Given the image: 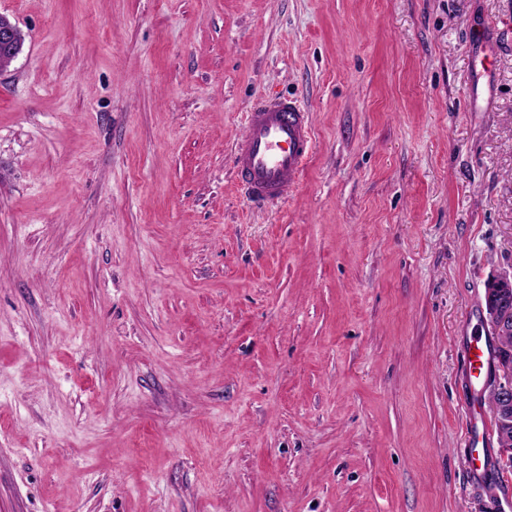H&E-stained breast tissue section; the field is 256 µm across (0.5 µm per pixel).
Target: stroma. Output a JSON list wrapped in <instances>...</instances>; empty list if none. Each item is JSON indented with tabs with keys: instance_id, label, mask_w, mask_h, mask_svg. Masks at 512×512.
Listing matches in <instances>:
<instances>
[{
	"instance_id": "35a3bbf8",
	"label": "stroma",
	"mask_w": 512,
	"mask_h": 512,
	"mask_svg": "<svg viewBox=\"0 0 512 512\" xmlns=\"http://www.w3.org/2000/svg\"><path fill=\"white\" fill-rule=\"evenodd\" d=\"M0 14V512H502L466 373L512 265V0ZM269 95L315 147L256 206ZM313 145L309 114L298 99L260 98L244 115V133L233 156L241 192L263 206L288 199Z\"/></svg>"
}]
</instances>
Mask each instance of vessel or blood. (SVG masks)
Segmentation results:
<instances>
[{
    "instance_id": "b4317fda",
    "label": "vessel or blood",
    "mask_w": 512,
    "mask_h": 512,
    "mask_svg": "<svg viewBox=\"0 0 512 512\" xmlns=\"http://www.w3.org/2000/svg\"><path fill=\"white\" fill-rule=\"evenodd\" d=\"M314 145L309 114L293 97H263L244 115L233 156L239 188L252 203L286 200L300 182Z\"/></svg>"
}]
</instances>
